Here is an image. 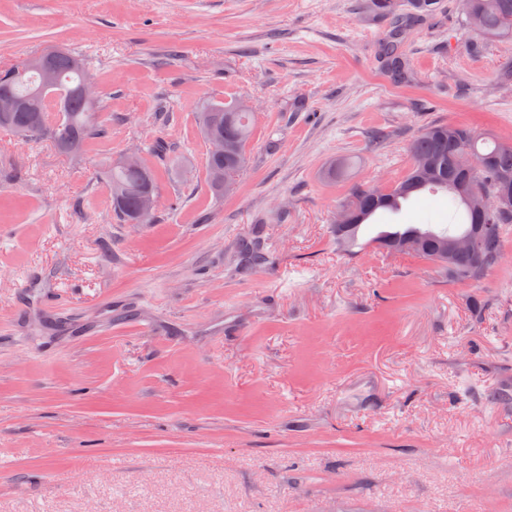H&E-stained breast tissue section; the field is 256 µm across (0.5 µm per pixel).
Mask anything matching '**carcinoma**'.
<instances>
[{
	"mask_svg": "<svg viewBox=\"0 0 512 512\" xmlns=\"http://www.w3.org/2000/svg\"><path fill=\"white\" fill-rule=\"evenodd\" d=\"M466 14H478L479 34L489 40L512 38V0H463ZM399 32H394L385 45L392 72L400 77L406 70V61L397 52ZM90 69L89 62L61 49L51 56L49 72L56 80L60 91L59 105L64 121L57 127L43 123L42 99L32 94V89L45 80V73L30 70L19 77L14 67L0 69V96L15 97L24 104L21 112L0 114V128L20 137L43 139L66 157L79 155L87 143L105 133L104 126L95 118L98 98L84 97L78 91L84 71ZM233 103L222 100H206L199 108L201 130L212 127L225 139L241 145L239 154L227 158H216L208 166H227L239 173L246 164V144L255 121V113L232 112ZM469 151L485 161L484 168L475 173L489 192L503 190L508 184L501 181L512 177V150L506 151L497 141H480L475 131L467 126L439 123L425 128L412 141L410 152L412 163L406 173L393 183L386 192L377 194L370 188L356 187L351 192L350 203L356 205L351 222L333 227L336 246L349 248L358 241L363 224L379 212L395 213L402 202L423 191L441 193L448 198V215L460 217L455 228L436 231L431 227L408 224L402 230L379 234L373 242L413 259L433 262L443 267L457 283H472L497 264L501 258L504 239L512 228V214L502 215L496 211H478L470 208L460 191L469 175L460 167L459 156ZM108 186L122 188L120 196H110L115 217L127 224L140 220L151 224L155 212L143 211L145 196L158 193L155 170L142 163L134 168L112 164L106 173ZM473 234L479 240L481 263L469 258L454 262L439 259L442 241Z\"/></svg>",
	"mask_w": 512,
	"mask_h": 512,
	"instance_id": "1",
	"label": "carcinoma"
}]
</instances>
